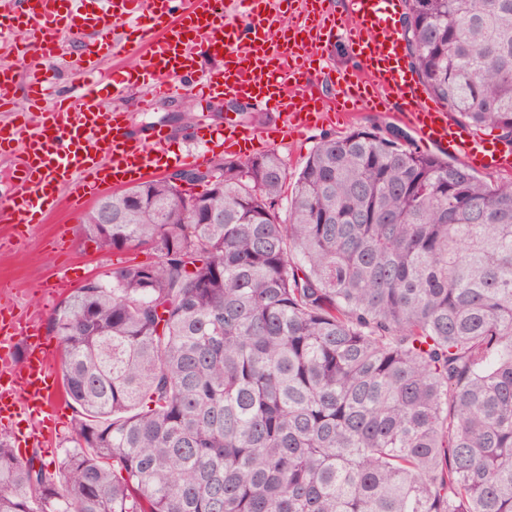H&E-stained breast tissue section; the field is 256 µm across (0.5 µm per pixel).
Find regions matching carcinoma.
I'll return each mask as SVG.
<instances>
[{
  "mask_svg": "<svg viewBox=\"0 0 512 512\" xmlns=\"http://www.w3.org/2000/svg\"><path fill=\"white\" fill-rule=\"evenodd\" d=\"M402 10L425 89L512 146V0ZM204 173L86 214L157 260L48 317L68 448L0 432V512H512V180L391 126L323 136L290 189L274 150Z\"/></svg>",
  "mask_w": 512,
  "mask_h": 512,
  "instance_id": "1",
  "label": "carcinoma"
}]
</instances>
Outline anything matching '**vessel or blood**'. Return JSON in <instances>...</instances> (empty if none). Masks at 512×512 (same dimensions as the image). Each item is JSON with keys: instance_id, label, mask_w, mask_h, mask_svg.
Here are the masks:
<instances>
[{"instance_id": "vessel-or-blood-1", "label": "vessel or blood", "mask_w": 512, "mask_h": 512, "mask_svg": "<svg viewBox=\"0 0 512 512\" xmlns=\"http://www.w3.org/2000/svg\"><path fill=\"white\" fill-rule=\"evenodd\" d=\"M398 5L349 0L341 26L356 65L337 77L336 105L358 108L397 97L421 143L448 149L476 168L511 171V148L450 121L446 108L424 95L403 60L393 21ZM291 6V0H10L0 10V50L16 48L17 35L26 32L42 61L29 73L28 105L21 109L13 106L15 73L0 66V107L10 109L0 121V153L21 154L10 196L0 200V223L14 229L15 245L26 242L35 216L62 205L79 211L106 190L145 180L165 165L207 167L212 149L232 153L249 138L230 119L221 129H192L191 139L206 145L196 153L170 155V134L162 126L154 128L150 143L140 142L129 114L107 105L102 93L108 84L119 96L129 84L105 80L100 66L103 56L126 52L120 28L134 29L145 51L140 75L148 93L137 103L141 111L190 90L203 101L218 95L254 101L285 113L291 128L323 116L328 107L314 96L310 80L332 20L311 8L304 23L290 21L285 33L271 34L281 9ZM65 33L87 38L76 63L78 90L61 85L49 68ZM202 56L223 57V68L200 71ZM58 391L36 316L0 302V420L54 413Z\"/></svg>"}]
</instances>
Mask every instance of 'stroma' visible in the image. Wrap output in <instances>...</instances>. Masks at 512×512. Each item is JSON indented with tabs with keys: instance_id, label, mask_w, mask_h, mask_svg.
<instances>
[{
	"instance_id": "35a3bbf8",
	"label": "stroma",
	"mask_w": 512,
	"mask_h": 512,
	"mask_svg": "<svg viewBox=\"0 0 512 512\" xmlns=\"http://www.w3.org/2000/svg\"><path fill=\"white\" fill-rule=\"evenodd\" d=\"M354 60L342 36H332L325 46L324 58L313 74L312 85L317 97L324 100L334 99L336 95V76L351 70ZM142 85H134L121 98H109L110 106L129 110L134 135L144 138L152 128L165 126L170 134L169 148L172 152L183 153L196 149V142L190 141L188 128L179 115L184 110L185 99H177L161 104L150 112L134 110L136 98L142 94ZM405 121L398 109H366L346 118L335 117L331 121L317 125L305 131L302 136H286L267 141L266 150H274L284 160L289 174H297L306 158L326 134L342 135L356 128L371 126H404ZM123 252L102 251L84 233L83 216L68 210H61L41 224L35 225L26 244L16 251H0V287L16 300L20 311L48 304L56 308L60 300L46 291L57 266L66 264L79 280L104 273L113 264L126 260ZM75 416L70 403H63L57 419V432L42 446L32 449L23 447L22 442L28 435L31 423L21 419L7 429L12 443L18 444L23 457L38 455L44 462L57 460L64 451V439Z\"/></svg>"
}]
</instances>
